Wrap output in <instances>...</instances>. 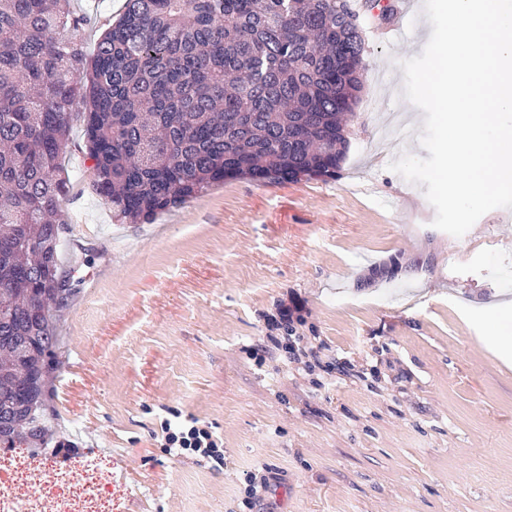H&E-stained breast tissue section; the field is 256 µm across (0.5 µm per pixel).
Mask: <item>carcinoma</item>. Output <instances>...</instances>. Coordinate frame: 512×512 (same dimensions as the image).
Masks as SVG:
<instances>
[{
	"label": "carcinoma",
	"mask_w": 512,
	"mask_h": 512,
	"mask_svg": "<svg viewBox=\"0 0 512 512\" xmlns=\"http://www.w3.org/2000/svg\"><path fill=\"white\" fill-rule=\"evenodd\" d=\"M68 0H0V447L45 429L58 264L83 123L90 188L142 224L226 179L334 177L362 89L358 16L336 0H126L87 57ZM86 104L70 112L76 99Z\"/></svg>",
	"instance_id": "carcinoma-1"
}]
</instances>
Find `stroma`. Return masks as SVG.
<instances>
[{
	"instance_id": "35a3bbf8",
	"label": "stroma",
	"mask_w": 512,
	"mask_h": 512,
	"mask_svg": "<svg viewBox=\"0 0 512 512\" xmlns=\"http://www.w3.org/2000/svg\"><path fill=\"white\" fill-rule=\"evenodd\" d=\"M69 5L90 52L125 10ZM358 22L364 88L336 177L229 179L128 224L91 192L74 122L47 414L124 476L112 512H242L246 474L269 471L262 512H512V364L479 339L512 338V212L460 238L433 227L424 186L389 168L426 154L396 71L432 26L419 9L397 38L374 9ZM287 294L319 348L310 377L249 351ZM175 413L223 442L222 468L165 454Z\"/></svg>"
}]
</instances>
